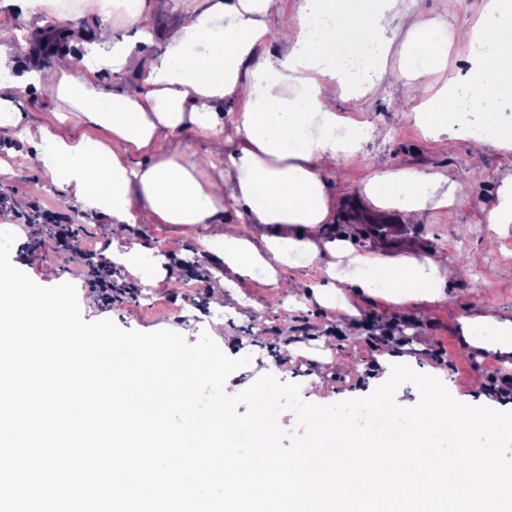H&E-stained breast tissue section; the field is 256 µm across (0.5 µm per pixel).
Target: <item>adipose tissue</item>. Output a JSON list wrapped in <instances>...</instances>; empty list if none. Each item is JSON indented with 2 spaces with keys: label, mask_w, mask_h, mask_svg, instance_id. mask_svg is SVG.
Instances as JSON below:
<instances>
[{
  "label": "adipose tissue",
  "mask_w": 512,
  "mask_h": 512,
  "mask_svg": "<svg viewBox=\"0 0 512 512\" xmlns=\"http://www.w3.org/2000/svg\"><path fill=\"white\" fill-rule=\"evenodd\" d=\"M187 2L185 16L157 41L146 27L153 0H78L73 9L62 0H0L1 11L25 21L18 40L0 41V127L32 145L28 163L66 187L83 210L110 215L106 231L116 241L145 212L158 224L214 225L204 253L223 259L234 274L263 273L292 301L306 285L283 278L282 268L314 263L328 278L319 302L352 317L356 309L340 297L350 282L397 306L445 300L447 280L468 275L467 267L431 256L383 260L325 238L338 205L329 173L376 133L339 114L328 90L363 96L380 83H405L425 137L446 145L469 141L478 157L491 148L510 153L512 123L501 116L512 112V0H486L473 26L451 41L440 37L435 20L418 18L396 68L388 66V54L401 20L420 0H381L369 12L353 0H303L274 55L258 49L279 0ZM50 17L65 36L79 20L96 18L83 72L75 71L67 48L55 50L49 67L31 53V46L45 44ZM347 34L366 40L370 54L342 53ZM457 43L470 50L464 73L449 65ZM134 64L138 75L130 83L103 78ZM30 86L54 105L36 126L24 123L14 102ZM228 100L243 105L229 152L221 113ZM187 131L208 147L187 151L180 139ZM462 199L461 185L433 168L381 169L361 184L366 207L402 224ZM237 207L265 233L255 239L225 223V212ZM459 324L484 354H512V321L479 315Z\"/></svg>",
  "instance_id": "1"
}]
</instances>
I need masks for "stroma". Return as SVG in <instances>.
<instances>
[{
	"instance_id": "obj_1",
	"label": "stroma",
	"mask_w": 512,
	"mask_h": 512,
	"mask_svg": "<svg viewBox=\"0 0 512 512\" xmlns=\"http://www.w3.org/2000/svg\"><path fill=\"white\" fill-rule=\"evenodd\" d=\"M486 0H422L420 9L440 23L441 36L456 34L481 14ZM406 87L379 84L369 94L337 98L341 114L382 129V136L366 141L353 156L341 159L339 177L330 183L333 192L358 193L362 180L381 168L430 166L467 184L460 205L434 210L414 228L408 252L441 255L452 263H466L471 276L448 282L442 303L411 302L396 306L383 296L366 293L356 285H343L348 303L359 312L349 319L342 312L318 302L314 289L325 285L315 266L289 267L285 274L304 279L310 295L299 302L266 284L262 275L224 279V263L200 256L204 224H154L149 217L129 225L124 246H138L148 254H163V265L173 268L153 288H144L126 268H118L117 281L124 290L120 299L104 303L86 286L91 262L111 255L112 240L104 227L108 214L84 212L66 190L46 186L43 173L28 168L29 143L14 132L0 130V195L20 202V220L10 225L17 239L10 260L37 284L73 283L84 320L112 319L124 329L143 332L170 329L188 342L209 333L229 356H250V364L226 382L235 394L258 377L271 373L280 381L301 387L302 398L314 404L370 395L391 375L393 365L439 378L459 402L512 412V400L487 393L475 378L494 372H512V361L484 356L465 342L458 320L489 313L512 320V224L490 228L485 216L494 204L500 180L512 173V153L490 151L483 164L470 160L466 142L453 150L422 137L403 98ZM51 208L76 215V235L64 238L53 224L38 220L36 208ZM223 293V309L211 305ZM398 323L406 343L381 342L368 336L363 322Z\"/></svg>"
}]
</instances>
